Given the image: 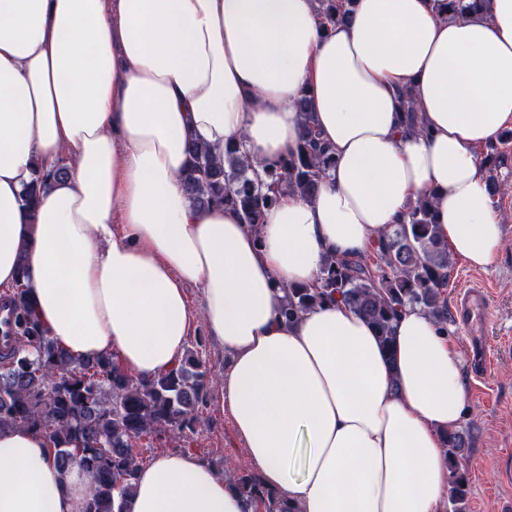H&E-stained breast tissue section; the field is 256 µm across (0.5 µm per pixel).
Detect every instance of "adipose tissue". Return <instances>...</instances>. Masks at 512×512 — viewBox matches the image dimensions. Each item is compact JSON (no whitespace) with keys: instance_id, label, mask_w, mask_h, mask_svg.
Returning a JSON list of instances; mask_svg holds the SVG:
<instances>
[{"instance_id":"1","label":"adipose tissue","mask_w":512,"mask_h":512,"mask_svg":"<svg viewBox=\"0 0 512 512\" xmlns=\"http://www.w3.org/2000/svg\"><path fill=\"white\" fill-rule=\"evenodd\" d=\"M419 106L402 122L399 91ZM308 95L336 166L283 195L259 232L192 207L186 145L243 137L255 171L287 154ZM512 127V0L440 14L355 0L323 29L315 0H0V286L23 285L72 356L144 379L177 366L189 287L227 361L221 403L265 489L299 512H440L444 433L466 412L456 343L404 307L392 349L347 305L280 315L327 257L366 252L434 200L451 256L487 267L504 219L478 153ZM67 178L21 202L35 163ZM92 479L26 428L0 431V512H83ZM122 512H247L187 452L142 466Z\"/></svg>"}]
</instances>
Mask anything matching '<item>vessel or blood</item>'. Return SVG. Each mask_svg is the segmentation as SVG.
Wrapping results in <instances>:
<instances>
[{"mask_svg":"<svg viewBox=\"0 0 512 512\" xmlns=\"http://www.w3.org/2000/svg\"><path fill=\"white\" fill-rule=\"evenodd\" d=\"M454 311L458 323L470 338V364L476 374H483L489 364L483 338L487 335L491 322L485 289L472 287L460 290L455 297Z\"/></svg>","mask_w":512,"mask_h":512,"instance_id":"b4317fda","label":"vessel or blood"}]
</instances>
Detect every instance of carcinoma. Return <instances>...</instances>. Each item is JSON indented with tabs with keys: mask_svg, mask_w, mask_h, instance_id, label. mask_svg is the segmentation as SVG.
Listing matches in <instances>:
<instances>
[{
	"mask_svg": "<svg viewBox=\"0 0 512 512\" xmlns=\"http://www.w3.org/2000/svg\"><path fill=\"white\" fill-rule=\"evenodd\" d=\"M353 2L318 0L322 23L347 22ZM488 3L474 0L465 8L462 0H435V8L452 18L467 8L485 11ZM400 96L406 124L419 127L414 101L406 92ZM297 108L303 119L297 144L262 176L252 168L239 141L224 144L222 158L191 142L183 181L192 206L198 210L231 207L256 232L283 191L315 197L328 171L336 166V157L320 139L307 96L299 98ZM481 164L491 173L490 196L502 194L504 184L492 176L501 165L499 156L488 154ZM69 172L66 164L38 170L22 194L27 209L35 212L43 190ZM449 264L448 247L437 237L432 198L423 197L379 246L352 258L327 259L312 288L288 287L281 315L291 322L316 305L339 299L363 316L389 348L398 313L407 305L423 310L440 328L448 329L443 288ZM3 304L11 310L17 340L0 354V430L25 427L41 433L53 442L62 469L77 464L90 474L92 485L83 512H122L118 498L130 493L131 481L142 466L134 444L146 437L163 440L172 432L193 429L217 375L188 351L177 367L134 379L112 355L82 360L61 349L47 336L22 286L9 291ZM468 446L460 431L446 437L451 512H466ZM228 482L261 512H293L245 467Z\"/></svg>",
	"mask_w": 512,
	"mask_h": 512,
	"instance_id": "carcinoma-1",
	"label": "carcinoma"
}]
</instances>
